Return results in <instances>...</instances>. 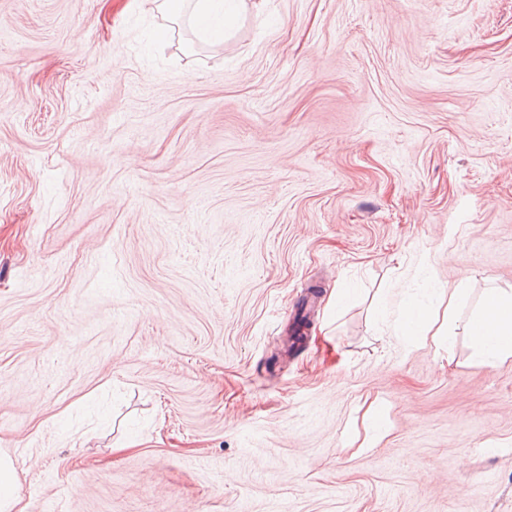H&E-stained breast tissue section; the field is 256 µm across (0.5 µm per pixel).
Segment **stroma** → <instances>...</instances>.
<instances>
[{
  "label": "stroma",
  "mask_w": 512,
  "mask_h": 512,
  "mask_svg": "<svg viewBox=\"0 0 512 512\" xmlns=\"http://www.w3.org/2000/svg\"><path fill=\"white\" fill-rule=\"evenodd\" d=\"M163 22L0 0L23 512H512V361L394 334L402 299L464 289L462 323L512 288V0Z\"/></svg>",
  "instance_id": "obj_1"
}]
</instances>
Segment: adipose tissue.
Returning a JSON list of instances; mask_svg holds the SVG:
<instances>
[{"label": "adipose tissue", "instance_id": "adipose-tissue-1", "mask_svg": "<svg viewBox=\"0 0 512 512\" xmlns=\"http://www.w3.org/2000/svg\"><path fill=\"white\" fill-rule=\"evenodd\" d=\"M161 9L172 19L189 13L192 25L200 39L207 42L223 41L227 35L228 19L235 10V0H162ZM401 317L397 330L419 344L423 329H431L436 345L450 347L454 334L450 326L435 327L432 315L413 303H401ZM467 334L480 361L494 366L512 359V289H487L481 306L472 313Z\"/></svg>", "mask_w": 512, "mask_h": 512}]
</instances>
